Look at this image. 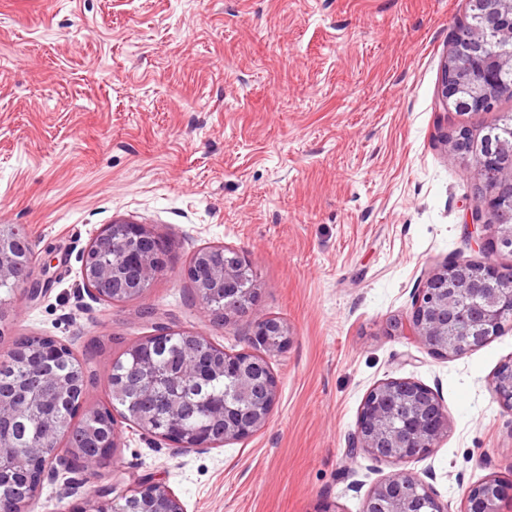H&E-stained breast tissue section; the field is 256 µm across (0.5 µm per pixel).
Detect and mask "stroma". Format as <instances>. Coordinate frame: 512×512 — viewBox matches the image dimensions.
Listing matches in <instances>:
<instances>
[{"mask_svg":"<svg viewBox=\"0 0 512 512\" xmlns=\"http://www.w3.org/2000/svg\"><path fill=\"white\" fill-rule=\"evenodd\" d=\"M468 0H0V224L25 225L31 273L0 316V356L51 336L83 363L86 402L109 401L126 345L160 327L247 350L249 319L205 312L186 269L222 245L248 261L261 314L292 342L270 357L279 396L268 425L187 453L120 421L94 487L151 476L187 512H363L404 469L449 512L493 477L512 483V411L491 393L512 361V327L449 358L389 332L447 261H483L464 226L475 180L443 137L482 134L490 112L439 98ZM118 219L167 244L141 297L84 294L81 256ZM388 379L441 397L448 434L395 465L349 455L367 391ZM68 473L45 479L32 512L86 499Z\"/></svg>","mask_w":512,"mask_h":512,"instance_id":"obj_1","label":"stroma"}]
</instances>
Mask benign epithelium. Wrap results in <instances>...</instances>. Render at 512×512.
Masks as SVG:
<instances>
[{"mask_svg": "<svg viewBox=\"0 0 512 512\" xmlns=\"http://www.w3.org/2000/svg\"><path fill=\"white\" fill-rule=\"evenodd\" d=\"M479 4L482 25L460 28L452 39L444 64L441 97L453 107L465 84H470L469 107L491 111L503 96L512 97V86L498 80V72L512 66V0H474ZM499 28L507 51L489 53L485 49L483 29ZM451 154L466 167L487 175L464 224L471 228V241L486 261L475 267L469 261H451L435 268L416 289L405 319L390 324L426 346L434 355L450 357L484 346L504 331L503 320L512 315V266L497 262L502 254L512 255V224L503 216L512 215V160L503 162L492 149L487 135L474 136L464 129L447 140ZM491 235H481L483 229ZM31 240L22 224L0 225V284L24 287L35 299L43 292L42 282L31 277ZM166 246L147 226L126 221L107 225L88 245L82 256V277L88 294L96 301L115 302L125 296H140L161 271ZM248 264L237 251L211 246L197 254L187 275L198 286L202 307L224 302L216 319L250 320L247 337L250 349L225 353L220 360L208 359L218 346L207 337L191 331L160 328L127 347L130 355L144 368L140 431L168 441L176 453L220 447L240 441L262 429L269 420L278 395V380L272 371H255L256 361L284 352L292 336L284 323L256 310L258 289L247 286ZM182 342L183 389L160 397L158 386L163 376L154 367L151 345L167 335ZM22 360L26 375L8 390H0V437L18 434L21 420L39 409L36 420L53 434L58 429L56 409L75 403L82 410L65 430L67 438L80 432L86 421L112 426L96 437V459L112 455L118 447L117 425L110 424L111 410L82 408L87 382L84 373H61L52 365L72 349L57 339L45 336L38 345L18 341L10 350ZM209 372L224 374V400L201 405L207 408L214 427L186 431L177 423L187 402L188 392L198 389ZM493 397L512 410V362L503 363L492 382ZM448 432V413L438 394L406 379H388L372 386L359 410L356 430L349 450L364 451L376 461L391 463L428 456ZM29 467L12 472L0 466V512H30L37 493L32 484H42L55 471L47 468L44 449H29ZM512 501V486L487 478L472 487L465 498L463 512H503V504ZM79 512H184L175 493L167 486L143 478L135 494L117 492L112 486L96 489ZM364 512H447L431 489L416 474L399 470L378 483L368 495Z\"/></svg>", "mask_w": 512, "mask_h": 512, "instance_id": "1", "label": "benign epithelium"}]
</instances>
